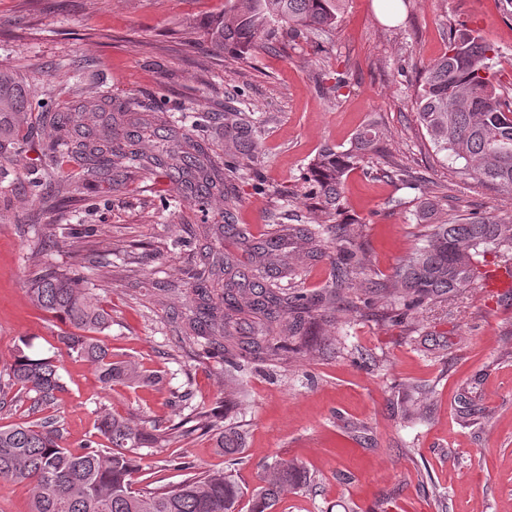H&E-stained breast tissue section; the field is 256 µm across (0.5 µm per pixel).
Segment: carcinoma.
<instances>
[{
    "label": "carcinoma",
    "mask_w": 512,
    "mask_h": 512,
    "mask_svg": "<svg viewBox=\"0 0 512 512\" xmlns=\"http://www.w3.org/2000/svg\"><path fill=\"white\" fill-rule=\"evenodd\" d=\"M343 0H227L224 12L209 21L205 36L216 53L244 59L262 40L271 41L281 29L295 36L336 29ZM499 55L494 45L466 30L450 33L448 52L430 63L420 74L416 95L418 121L436 154L460 164V180H475L512 196V96L501 92L493 72ZM40 112L32 116L33 103ZM138 103L112 105V98L94 96L63 112H52L37 102L13 71L0 67V164L10 160L12 150L24 140L23 128L50 127L54 136L43 151L55 163L74 164L87 176L102 170L123 169L129 175L145 174L165 164L186 176V187L201 205L218 194L224 199V214L237 209L238 183L259 176L257 154L261 126L253 113L224 108V142L236 155L219 164L188 134L177 139L175 148L149 153L143 143L167 131L165 113L158 110L133 120L137 127L131 137L118 143L114 130L128 122ZM109 113L110 121L96 129L86 123L89 116ZM35 124H29V118ZM380 134L373 124L354 135L346 150L324 148L309 165L313 186V213L336 216L344 208V184L370 154L384 158L389 173L407 185L419 181L412 169L384 153ZM43 183L52 196L66 198L69 180L54 171L44 173ZM223 224H202L200 236L217 247L192 274L197 297L195 316L189 319L193 341L224 356V376L233 380L241 369L240 360L256 352L271 361L284 362L302 347L288 340L311 336L336 303L342 285L358 274L360 244L349 225L336 224L335 281L311 303H299L281 288L249 281L250 287L233 280L218 290L222 275L230 269L229 257L220 245ZM321 222L298 227L274 224L269 246L253 251V267L265 272L275 264L277 244L288 239L309 256L321 250ZM494 252L512 263V220L497 216L442 217L427 225L421 244L396 267L391 279L374 283L364 291L370 303L383 302L404 311L426 303L442 302L475 284L479 257ZM28 293L33 304L71 327L58 336L68 353L88 362L105 388L114 385H158L162 377L150 374L130 360L112 353L101 339L112 326L93 289L82 287L66 272L42 267L31 279ZM250 323L260 339L237 334V325ZM9 385L17 397L32 400L31 407L56 404L63 389L59 365L53 356H31L19 350L8 373ZM225 414L192 412L183 424L184 433L201 431L215 437L218 451L228 457L227 469L193 473L175 488L138 491L133 476L141 469L134 449L145 444L170 441L171 433L149 429L128 417L100 412L99 434L107 445L98 448L88 442L83 451L73 452L61 444L62 435L50 419L38 423L21 421L0 425V483L24 484L30 491V512H241L243 491L233 466L243 451V436L232 425H224ZM307 484L304 468L295 461H283L266 469L250 494L249 512H273L285 492Z\"/></svg>",
    "instance_id": "obj_1"
}]
</instances>
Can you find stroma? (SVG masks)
<instances>
[{
  "instance_id": "35a3bbf8",
  "label": "stroma",
  "mask_w": 512,
  "mask_h": 512,
  "mask_svg": "<svg viewBox=\"0 0 512 512\" xmlns=\"http://www.w3.org/2000/svg\"><path fill=\"white\" fill-rule=\"evenodd\" d=\"M226 0H0V65L12 69L50 108L78 96L111 94L163 110L171 129L224 159V105L235 102L264 123L260 177L238 185L236 228L224 235L234 269L271 223L306 224L313 201L307 180L323 146L347 149L376 123L384 150L422 177L421 189L395 181L379 158L350 173L343 220L356 224L364 267L340 293L310 345L286 362L250 357L237 389L224 385V360L194 344L185 318L195 305L190 269L212 243L201 224L224 221L222 198L201 205L177 174L157 168L135 180L121 171L76 177L66 201H44L36 188L50 159V131L37 129L12 162L0 166V371L19 337L32 353L58 354L65 389L54 407L31 409L0 388V424L54 417L68 448L99 440L98 411L108 408L170 429L191 411L228 404L226 419L245 436L236 479L244 492L266 465L298 460L308 487L283 495L274 512H512V294L473 286L433 302L395 325L363 290L385 282L418 244L432 216L420 210L434 184H451L448 213L512 215V197L458 182L435 156L417 120L418 75L448 49L452 31L475 30L499 50L496 69L512 89V15L500 0H400L395 19L376 0H349L336 28L260 45L248 61L203 48L207 22ZM344 84H337V77ZM293 199H284V192ZM120 254H113V245ZM337 254L325 247L299 257L283 245L268 280L301 300L331 281ZM299 267L297 277L285 266ZM66 271L99 293L112 315L106 343L157 386L103 388L91 366L57 353L58 320L35 309L27 289L38 267ZM422 386L425 409L403 419L407 384ZM469 392L477 414L466 419L458 397ZM136 488L176 486L179 461L196 471L224 469L212 436L193 434L164 447L137 449Z\"/></svg>"
}]
</instances>
